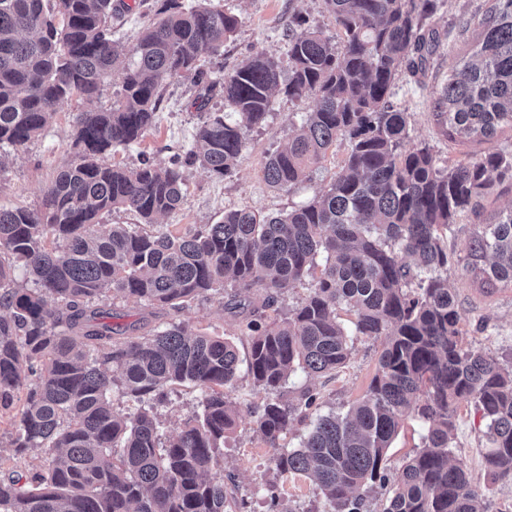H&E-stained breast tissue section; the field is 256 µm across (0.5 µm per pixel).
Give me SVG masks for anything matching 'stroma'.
<instances>
[{
  "label": "stroma",
  "mask_w": 512,
  "mask_h": 512,
  "mask_svg": "<svg viewBox=\"0 0 512 512\" xmlns=\"http://www.w3.org/2000/svg\"><path fill=\"white\" fill-rule=\"evenodd\" d=\"M212 3L242 19L235 35L225 42L223 52L202 62L203 69L214 78L223 76L224 72L259 52L287 59L285 32L295 16H304L326 35L336 33L335 23L323 0H212ZM475 7L474 0H444L431 19L440 35L439 48L424 71L414 75L401 71L394 82L393 101L408 114V147L428 146L443 160L459 159L464 153L481 149L477 143L448 141L440 132L432 105L437 84L467 52L477 34L476 29L462 27L463 13L474 11ZM193 95L188 80L175 78L168 81L154 127L138 145L114 149L106 155V163L133 167L140 159L147 158L165 165L174 154L190 149L197 123L196 114L189 106ZM315 105L316 100L311 96L295 100L283 93H275L265 125L250 133L248 145L233 175L219 178L197 166L188 168L184 201L179 209L159 219V228L175 234L184 233L202 224L216 223L228 211L246 209L263 216L285 212L309 201L334 179L348 152L347 143L333 146L316 165L310 178L288 191L272 188L264 179L263 166L266 154L283 146L293 124L300 122L303 113L312 111ZM87 108V103L76 99L58 108L52 123L39 138L12 155L5 168L0 169V208L40 207L45 190L71 156L75 119ZM511 202L512 187L495 186L480 201L478 215H465L455 224L453 233L446 239L449 250L465 255L478 224L486 223ZM455 279L464 346L484 350L505 363L512 361V288L501 287L494 293H484L479 280L460 267L455 270ZM263 298V291L254 288L242 293V304L236 309L226 308L224 299L210 296L196 300L178 312L153 309L134 299L120 300L113 309L112 323L126 327L142 319L156 323L180 321L193 330L231 341L240 359L244 360L248 357L249 340L241 336L239 324L254 307L261 305ZM381 350V341L357 336L351 344L350 359L339 372L311 376L299 370L291 374L281 390L284 398L295 399L301 389L310 387L319 392L320 399L318 406L295 420L284 439L287 448H300L318 416L346 412L365 395ZM25 396V389H18L12 405L0 406L1 475L26 477L46 471L49 464L41 453L17 454L11 447ZM231 398L239 410V417L234 430L224 441V470L234 476L240 493L248 498L250 512H268L264 488L270 483L277 486L281 512H324L326 505L314 482L300 475L280 477L270 466L272 450L257 432L251 414L264 395L254 387L247 374H240ZM198 401L199 393L192 385L175 386L168 402L157 410L164 433H178L185 420L196 412ZM483 430L484 421L474 403L459 401L450 458L469 473L488 512H512V479L495 481L484 471ZM426 432V423L416 415L405 418L387 452L390 472H399L408 458L421 448Z\"/></svg>",
  "instance_id": "35a3bbf8"
}]
</instances>
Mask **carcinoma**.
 <instances>
[{"instance_id": "cac0c4a2", "label": "carcinoma", "mask_w": 512, "mask_h": 512, "mask_svg": "<svg viewBox=\"0 0 512 512\" xmlns=\"http://www.w3.org/2000/svg\"><path fill=\"white\" fill-rule=\"evenodd\" d=\"M488 2L471 55L458 59L433 99L453 141L491 143L512 129V0ZM324 4L338 35L298 18L288 29V79L275 56L260 53L211 80L201 58L218 53L241 18L206 0H159L130 47L112 40V19L130 11L119 0H0V150L25 148L57 107L99 99L107 80L121 86L112 107L79 115L71 159L41 208L0 210V405L28 381L12 448L51 458L26 481L0 478V512H247L224 476V438L238 417L229 394L236 348L181 322L144 335L108 322L116 299L178 312L199 297L224 296L230 281L263 289V309L275 312L242 329L247 372L266 394L298 368L344 367L351 336L385 337L364 398L319 417L303 447L280 440L299 411L316 404L314 390H302L295 404L266 397L251 411L275 450L274 470L312 478L329 512H362L356 492L364 485L392 486L383 512H487L468 473L449 462L461 400L485 420V471L512 478V369L462 347L449 283L459 259L444 243L493 178L512 180V153L442 161L426 146L406 148L407 112L393 105L392 87L402 68H425L436 48L427 20L437 0ZM174 78L200 87L190 101L198 118L191 149L167 166L101 162L152 129L163 84ZM218 85L237 114L233 123L208 109ZM276 91L313 95L317 105L266 157L267 183L290 189L345 141L336 178L286 213L233 210L184 236L155 229L157 217L182 204L188 168L221 178L234 172ZM120 208L138 223H101ZM16 265L29 282H15ZM466 269L486 293L512 287V203L473 237ZM307 277L310 294L278 315L280 296ZM340 309L353 315L351 327ZM184 383L200 391V411L167 437L157 407ZM115 386L132 412L114 410ZM412 413L428 424L423 447L392 480L387 451Z\"/></svg>"}]
</instances>
